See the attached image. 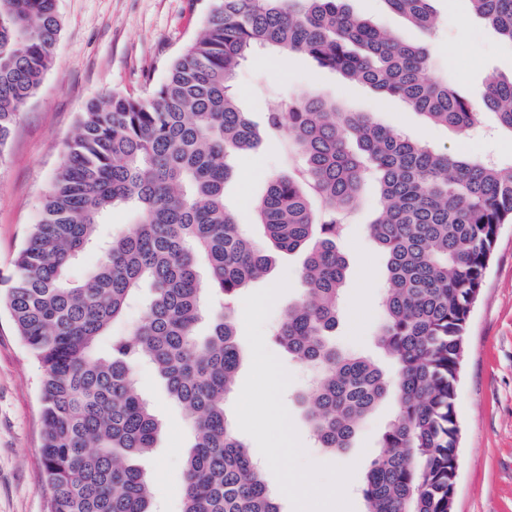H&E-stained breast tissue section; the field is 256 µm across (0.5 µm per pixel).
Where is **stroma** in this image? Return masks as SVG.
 <instances>
[{
	"label": "stroma",
	"mask_w": 512,
	"mask_h": 512,
	"mask_svg": "<svg viewBox=\"0 0 512 512\" xmlns=\"http://www.w3.org/2000/svg\"><path fill=\"white\" fill-rule=\"evenodd\" d=\"M348 5L393 35L428 45L430 77H449L473 101L481 100L488 75L512 72V49L490 27L471 19L468 0H438L439 25L431 33L410 26L384 0H348ZM57 7L61 31L52 65L0 148V292L29 226L40 218L41 202L80 114L92 100L115 92L141 95L161 83L169 61L199 33L210 0H57ZM233 90L240 106L256 113L304 92L318 93L345 111L370 113L387 128L437 150L512 161L511 134L462 136L431 125L399 98L377 94L340 73L319 71L301 54L280 61L270 51H256L237 70ZM288 143L289 136L283 133L232 160L237 175L225 186V201L254 239H263L264 234L255 222L253 202L268 177L287 171ZM378 200L377 184L366 183L362 202L338 244L346 258L347 279L335 340L339 348L371 357L391 375L396 365L376 341L386 259L367 232ZM301 261L298 254H277L268 274L250 284V291L256 292L281 279L289 281L266 329H273L300 296ZM268 349L293 377L283 402L307 458L354 465L347 494L353 512H364L360 481L381 451L382 435L397 413L396 399L386 397L360 424L350 448L336 456L328 454L315 445L306 417L303 397L309 367L276 344ZM41 375L38 362L0 308V512H47L49 492L41 483ZM137 377L142 395L163 424L153 453L139 464L151 479L160 512H181L191 429L182 407L168 398L149 367L140 366ZM456 413V512H512V224L499 230L484 288L473 307L459 369Z\"/></svg>",
	"instance_id": "stroma-1"
}]
</instances>
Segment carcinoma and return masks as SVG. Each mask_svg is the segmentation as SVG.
Masks as SVG:
<instances>
[{"label": "carcinoma", "mask_w": 512, "mask_h": 512, "mask_svg": "<svg viewBox=\"0 0 512 512\" xmlns=\"http://www.w3.org/2000/svg\"><path fill=\"white\" fill-rule=\"evenodd\" d=\"M385 2L411 26L436 23V0ZM469 2L512 47V0ZM60 30L57 0H0V147L50 68ZM260 47L303 53L460 135L484 110L512 134V75L489 77L475 104L448 79L424 77L425 46L387 34L347 0H212L161 84L103 97L81 114L0 298L42 367L48 512H155L150 479L133 463L161 430L138 390L139 363L193 431L182 512H280L224 408L241 362L234 305L271 265L225 206L224 188L234 153L285 129L299 168L271 177L253 210L277 251L303 255L302 295L273 338L316 370L312 433L336 455L395 395L383 451L362 479L365 512H454L458 368L500 226L512 223V164L437 151L317 94L264 110L258 124L231 87ZM370 178L379 205L368 234L387 257L377 342L398 365L392 377L331 341L347 269L336 241ZM117 208L132 214V227L100 238ZM89 250L97 256L88 276L70 279ZM139 300L143 319L127 335L114 332Z\"/></svg>", "instance_id": "carcinoma-1"}]
</instances>
